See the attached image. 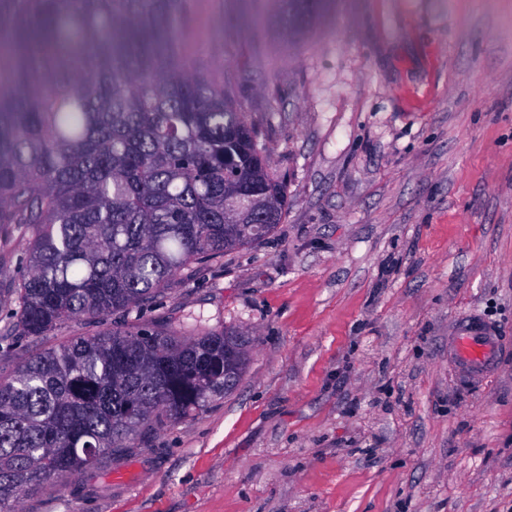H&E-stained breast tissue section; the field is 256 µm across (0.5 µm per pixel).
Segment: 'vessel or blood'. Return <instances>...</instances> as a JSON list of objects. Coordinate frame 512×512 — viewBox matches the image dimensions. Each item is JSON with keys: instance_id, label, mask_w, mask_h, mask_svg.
Here are the masks:
<instances>
[{"instance_id": "b4317fda", "label": "vessel or blood", "mask_w": 512, "mask_h": 512, "mask_svg": "<svg viewBox=\"0 0 512 512\" xmlns=\"http://www.w3.org/2000/svg\"><path fill=\"white\" fill-rule=\"evenodd\" d=\"M454 356L462 378L468 379L492 368L497 360L499 338L485 323L467 319L460 322Z\"/></svg>"}]
</instances>
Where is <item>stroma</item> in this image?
I'll return each instance as SVG.
<instances>
[{"label": "stroma", "mask_w": 512, "mask_h": 512, "mask_svg": "<svg viewBox=\"0 0 512 512\" xmlns=\"http://www.w3.org/2000/svg\"><path fill=\"white\" fill-rule=\"evenodd\" d=\"M196 0L192 56L288 188L274 231L133 313L4 341L0 379L101 328L246 334L235 389L17 512H512V0ZM490 322L462 381L449 338ZM288 26L296 31L305 28L312 15L320 8L318 0H283ZM459 336L453 347L461 378L466 380L479 376L492 368L497 360L499 336L483 322L466 319L460 322Z\"/></svg>", "instance_id": "35a3bbf8"}]
</instances>
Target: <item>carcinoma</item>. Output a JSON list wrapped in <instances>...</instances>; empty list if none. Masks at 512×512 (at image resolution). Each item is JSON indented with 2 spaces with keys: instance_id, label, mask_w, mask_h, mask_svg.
<instances>
[{
  "instance_id": "obj_1",
  "label": "carcinoma",
  "mask_w": 512,
  "mask_h": 512,
  "mask_svg": "<svg viewBox=\"0 0 512 512\" xmlns=\"http://www.w3.org/2000/svg\"><path fill=\"white\" fill-rule=\"evenodd\" d=\"M291 29L319 9L283 0ZM193 0H0V226L29 242L0 282L10 335L127 314L193 265L270 234L288 207L255 126L184 51ZM236 330L164 325L51 347L0 381V512L243 373Z\"/></svg>"
}]
</instances>
